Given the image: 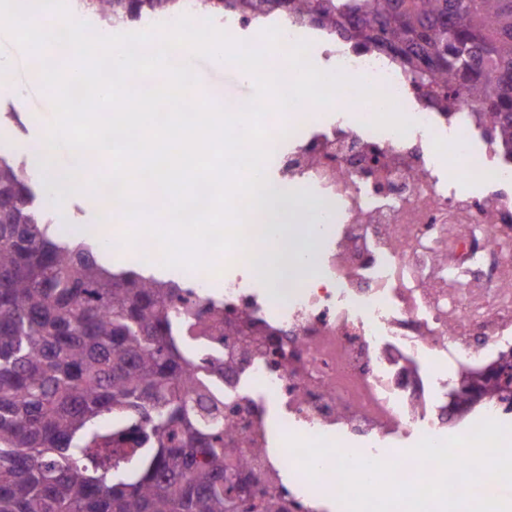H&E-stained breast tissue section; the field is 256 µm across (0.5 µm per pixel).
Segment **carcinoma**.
<instances>
[{
  "instance_id": "carcinoma-1",
  "label": "carcinoma",
  "mask_w": 512,
  "mask_h": 512,
  "mask_svg": "<svg viewBox=\"0 0 512 512\" xmlns=\"http://www.w3.org/2000/svg\"><path fill=\"white\" fill-rule=\"evenodd\" d=\"M187 0H77L114 27ZM329 27L406 67L445 104L481 103L512 159V0H193ZM34 202L0 157V512H228L224 400L182 348L187 290L114 272Z\"/></svg>"
}]
</instances>
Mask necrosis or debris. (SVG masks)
Listing matches in <instances>:
<instances>
[{"label":"necrosis or debris","instance_id":"obj_1","mask_svg":"<svg viewBox=\"0 0 512 512\" xmlns=\"http://www.w3.org/2000/svg\"><path fill=\"white\" fill-rule=\"evenodd\" d=\"M283 45L311 44L320 70L364 79L389 119L343 88L318 117L305 103L269 126L271 177L322 207L313 272L273 295L242 255L183 282L199 313L194 351L234 433L228 474L263 512H318L337 479L309 480L284 439L324 437L346 453L398 462L405 446L456 424L448 374L482 371L512 347V159L475 119L479 105L440 106L394 60L327 30L271 18ZM224 315L213 318L214 284Z\"/></svg>","mask_w":512,"mask_h":512}]
</instances>
